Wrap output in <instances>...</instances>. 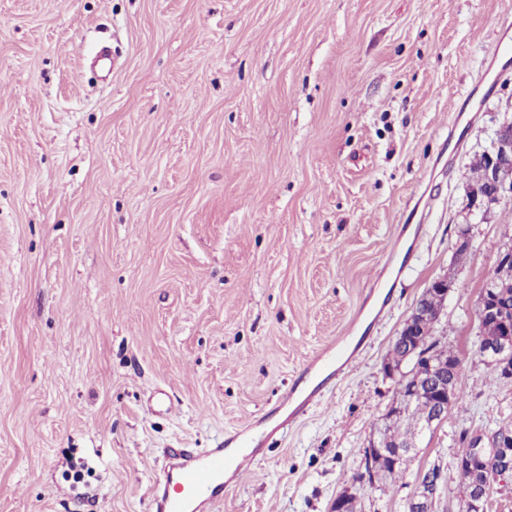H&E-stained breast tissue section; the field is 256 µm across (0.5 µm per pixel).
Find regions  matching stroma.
Returning a JSON list of instances; mask_svg holds the SVG:
<instances>
[{
	"instance_id": "stroma-1",
	"label": "stroma",
	"mask_w": 512,
	"mask_h": 512,
	"mask_svg": "<svg viewBox=\"0 0 512 512\" xmlns=\"http://www.w3.org/2000/svg\"><path fill=\"white\" fill-rule=\"evenodd\" d=\"M507 44L512 0H0V512H151L169 449L273 409L214 512H408L435 466L434 512H459L460 432L512 422L478 354L512 201L469 205L512 121ZM440 278L464 396L361 480L392 342ZM356 321L355 362L287 422ZM320 391L321 389L316 386L308 391L301 388L300 383H292L289 385L288 391H286L280 399L283 404H288L290 409L288 420H292L294 417L298 416L310 405L316 404L321 397Z\"/></svg>"
}]
</instances>
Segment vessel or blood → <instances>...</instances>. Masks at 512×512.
<instances>
[{
  "label": "vessel or blood",
  "mask_w": 512,
  "mask_h": 512,
  "mask_svg": "<svg viewBox=\"0 0 512 512\" xmlns=\"http://www.w3.org/2000/svg\"><path fill=\"white\" fill-rule=\"evenodd\" d=\"M360 353V339L342 336L328 343L319 355L302 368L303 376L340 377ZM321 396L319 388L304 389L289 385L281 401L290 416H298ZM265 439L254 433L252 425L229 433L216 447L191 455L174 453L163 476L155 484L156 512H209L224 495L226 472L241 474L264 450Z\"/></svg>",
  "instance_id": "obj_1"
}]
</instances>
